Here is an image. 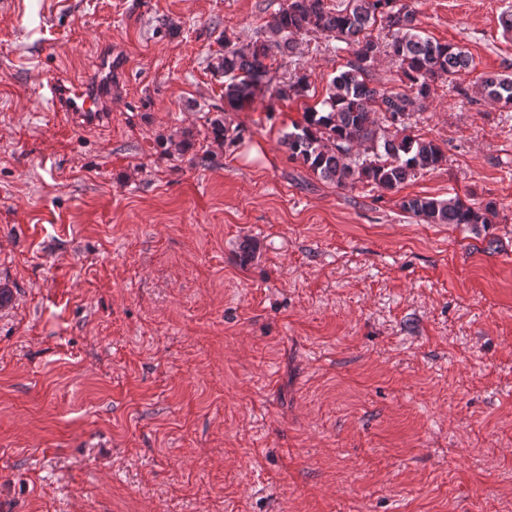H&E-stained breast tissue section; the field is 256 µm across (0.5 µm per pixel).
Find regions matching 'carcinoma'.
<instances>
[{
	"label": "carcinoma",
	"mask_w": 512,
	"mask_h": 512,
	"mask_svg": "<svg viewBox=\"0 0 512 512\" xmlns=\"http://www.w3.org/2000/svg\"><path fill=\"white\" fill-rule=\"evenodd\" d=\"M385 31L372 34L375 25ZM319 30L346 44L350 58L331 81L320 107L303 112V120L284 133L281 145L290 158L314 174L342 187L370 185L394 191L422 171L447 161L442 148L409 132L415 101L426 102L434 83L450 80L472 68V59L454 44L423 36L418 11L402 0H347L334 8L325 0H286L273 18L268 35L242 45L224 47L214 65L224 75V102L241 109L265 92L280 100L299 99L308 91L307 75L299 71L281 79L272 49L295 53L297 36ZM387 53L399 63L402 88H377L371 73ZM486 97L512 105V76H479ZM383 115L382 125L375 115ZM401 208L425 224L486 227L496 215L492 201L474 207L459 196L448 199L406 197Z\"/></svg>",
	"instance_id": "carcinoma-1"
}]
</instances>
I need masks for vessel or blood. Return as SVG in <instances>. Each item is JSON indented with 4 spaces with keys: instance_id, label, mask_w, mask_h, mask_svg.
I'll return each mask as SVG.
<instances>
[{
    "instance_id": "b4317fda",
    "label": "vessel or blood",
    "mask_w": 512,
    "mask_h": 512,
    "mask_svg": "<svg viewBox=\"0 0 512 512\" xmlns=\"http://www.w3.org/2000/svg\"><path fill=\"white\" fill-rule=\"evenodd\" d=\"M99 76L92 82L65 84L60 80L47 86L51 107L70 124L82 126L103 125L112 110V60L101 56L98 61Z\"/></svg>"
}]
</instances>
